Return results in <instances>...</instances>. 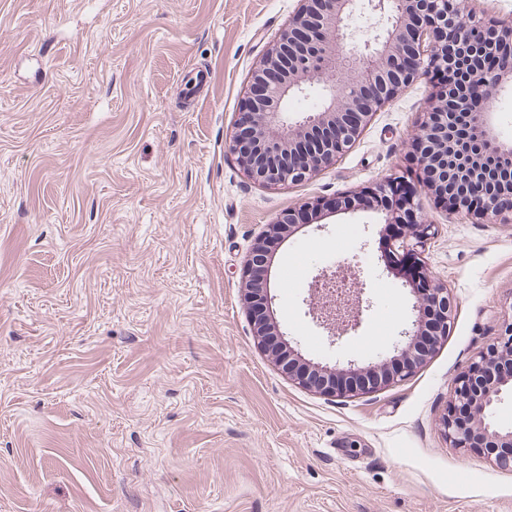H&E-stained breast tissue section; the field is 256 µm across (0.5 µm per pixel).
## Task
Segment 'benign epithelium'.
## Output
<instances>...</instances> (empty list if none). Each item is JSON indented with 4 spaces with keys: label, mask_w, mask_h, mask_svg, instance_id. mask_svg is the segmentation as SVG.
Returning a JSON list of instances; mask_svg holds the SVG:
<instances>
[{
    "label": "benign epithelium",
    "mask_w": 512,
    "mask_h": 512,
    "mask_svg": "<svg viewBox=\"0 0 512 512\" xmlns=\"http://www.w3.org/2000/svg\"><path fill=\"white\" fill-rule=\"evenodd\" d=\"M472 0H300V7L253 72L242 112L229 136L227 149L253 182L275 187L300 182L337 161L354 145L370 117L392 102L423 75L441 73L437 92L429 100L412 146L419 154L424 177L409 190L405 205L409 232L393 237L400 259L412 256L428 288L416 296L413 330L391 350L364 366L345 368L306 361L290 345L276 340L270 322V298L259 277L284 235L293 227L292 215L318 212L326 199L317 196L280 213L256 238L247 256L242 279L245 303L258 346L299 387L314 393L353 398L408 380L435 348L448 337L454 301L448 288L431 278L420 259L421 247L433 234L424 223L422 195L438 208L464 211L481 224H495L512 213V170L484 165L479 150H466L456 135L463 110L480 115L481 127L492 138L487 117L496 110V90L512 76V22L475 19ZM367 11L377 18L380 33L359 48L349 19ZM482 33L476 42V33ZM492 50L499 63L492 71L474 68L464 81L463 59ZM311 85L325 91L323 104L295 125L282 109L288 96ZM399 179L385 177L364 187L358 209L379 211L381 230L402 223L401 215L381 207ZM345 266L314 278L316 318L340 338L356 330L362 311L356 305V283L335 295L329 285L345 278ZM501 361L512 365V319L500 334L458 375L441 419L443 432L455 448H468L492 457L501 468L512 467V429L494 421L501 395L512 393V372L495 371Z\"/></svg>",
    "instance_id": "1"
}]
</instances>
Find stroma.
<instances>
[{
  "instance_id": "obj_1",
  "label": "stroma",
  "mask_w": 512,
  "mask_h": 512,
  "mask_svg": "<svg viewBox=\"0 0 512 512\" xmlns=\"http://www.w3.org/2000/svg\"><path fill=\"white\" fill-rule=\"evenodd\" d=\"M299 0H0V512H512V470L450 447L453 381L512 317V221L425 205L421 255L456 299L405 382L352 399L283 375L242 267L279 213L389 174L415 181L419 80L309 180L250 182L225 142ZM381 217L325 211L267 279L302 358L361 365L410 328ZM359 328L332 340L310 284L341 262Z\"/></svg>"
}]
</instances>
